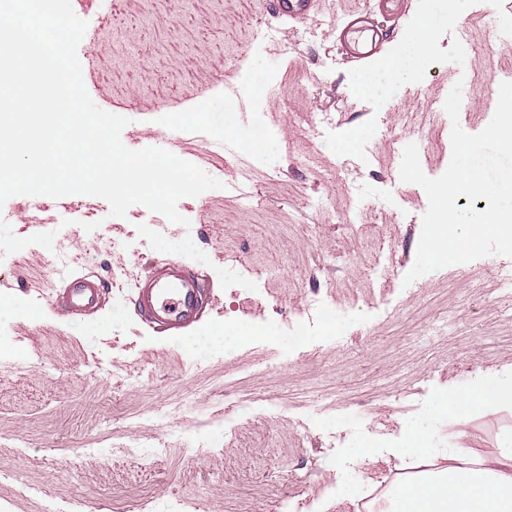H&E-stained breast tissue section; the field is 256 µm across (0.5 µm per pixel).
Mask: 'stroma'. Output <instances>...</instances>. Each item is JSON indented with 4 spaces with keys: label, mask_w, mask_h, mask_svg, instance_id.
Masks as SVG:
<instances>
[{
    "label": "stroma",
    "mask_w": 512,
    "mask_h": 512,
    "mask_svg": "<svg viewBox=\"0 0 512 512\" xmlns=\"http://www.w3.org/2000/svg\"><path fill=\"white\" fill-rule=\"evenodd\" d=\"M366 0H314L310 14L267 13L263 0H71L87 28L77 55L102 110L127 118L132 150L163 147L221 181L180 199L187 225L136 204L111 216L100 198L14 196L0 208V296L14 314L0 330L15 351L0 357V502L42 512L47 499L77 512H280L306 486L315 512H355L338 475L364 489L391 484L400 462L329 452L336 428L370 443L374 422L392 439L425 417L432 396L468 370L512 375V257L490 255L412 283L428 207L401 182L407 144L424 173L451 159L445 99L463 83L475 134L492 119L512 71L507 0H405L384 50L404 55L403 80L357 67L336 40V21ZM464 10L462 41L448 15ZM435 36L418 55L421 18ZM372 92H363L364 83ZM260 113L271 139L250 161L225 154V88ZM196 109L203 127L176 118ZM248 172L252 195L232 187ZM211 288L189 335L167 337L133 313L135 280L167 261ZM111 281L94 313L53 308L62 268ZM321 281L333 317L306 318L307 341L276 329L303 312ZM266 333L231 349L203 343L225 317ZM187 401L180 409L179 401ZM248 401L247 414L232 409ZM229 416L225 430L199 428ZM136 446L128 456L114 444ZM162 443L167 455L152 456Z\"/></svg>",
    "instance_id": "stroma-1"
}]
</instances>
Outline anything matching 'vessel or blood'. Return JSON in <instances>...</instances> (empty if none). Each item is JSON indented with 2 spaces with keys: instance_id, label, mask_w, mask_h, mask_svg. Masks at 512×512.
<instances>
[{
  "instance_id": "1",
  "label": "vessel or blood",
  "mask_w": 512,
  "mask_h": 512,
  "mask_svg": "<svg viewBox=\"0 0 512 512\" xmlns=\"http://www.w3.org/2000/svg\"><path fill=\"white\" fill-rule=\"evenodd\" d=\"M312 0H270L273 12L289 17L307 16ZM402 0H369L366 10L353 12L337 23L340 42L349 58L367 66L378 58L389 37L376 16L399 14ZM107 290L105 280L78 272L67 274L59 293L60 310L79 316L98 308ZM135 314L152 329L168 334L184 333L197 325L208 305L202 279L192 269L172 261L153 269L133 290Z\"/></svg>"
}]
</instances>
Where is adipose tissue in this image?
I'll use <instances>...</instances> for the list:
<instances>
[{"label":"adipose tissue","mask_w":512,"mask_h":512,"mask_svg":"<svg viewBox=\"0 0 512 512\" xmlns=\"http://www.w3.org/2000/svg\"><path fill=\"white\" fill-rule=\"evenodd\" d=\"M512 408V380L477 375L464 390H446L432 399L429 420L470 417ZM397 458L410 463L433 461L434 469L396 480L383 512H512V438L478 453L463 445L436 447L426 423L410 426Z\"/></svg>","instance_id":"obj_1"}]
</instances>
